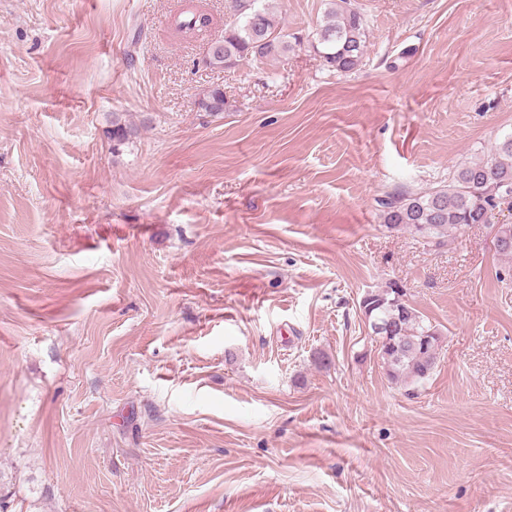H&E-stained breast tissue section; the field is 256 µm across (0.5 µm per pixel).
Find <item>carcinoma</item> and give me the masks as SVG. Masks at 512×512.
Wrapping results in <instances>:
<instances>
[{
  "label": "carcinoma",
  "instance_id": "carcinoma-1",
  "mask_svg": "<svg viewBox=\"0 0 512 512\" xmlns=\"http://www.w3.org/2000/svg\"><path fill=\"white\" fill-rule=\"evenodd\" d=\"M325 19L308 37L284 31L268 0H231L230 16L224 22V36L208 52L206 66L229 69L244 61L275 60L293 46L308 42L323 67L338 73L359 69L366 54V18L354 0H328ZM209 14L197 11L183 22L181 33L201 32L209 27ZM212 116L226 111L224 91L214 88L198 102ZM137 133V127L112 118L110 138L116 146ZM380 217L390 230L406 231L442 247L471 224H483L512 205V132L497 139L488 152H477L448 174V181L420 192L389 193L378 200ZM493 238L507 243L496 250L510 266L499 274L500 281L512 279V224H490ZM397 283L369 292L372 318L395 327L401 344L379 348V361L395 384L417 385L428 380L437 367L421 356L425 336L441 341L439 329L406 302L396 299Z\"/></svg>",
  "mask_w": 512,
  "mask_h": 512
}]
</instances>
